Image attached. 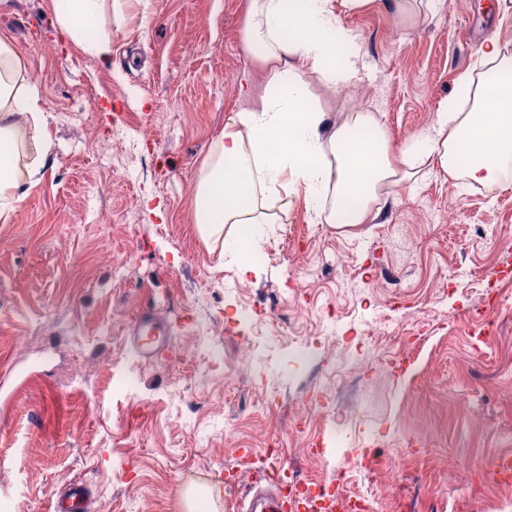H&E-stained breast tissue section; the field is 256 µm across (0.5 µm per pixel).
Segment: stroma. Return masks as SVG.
<instances>
[{"instance_id":"35a3bbf8","label":"stroma","mask_w":512,"mask_h":512,"mask_svg":"<svg viewBox=\"0 0 512 512\" xmlns=\"http://www.w3.org/2000/svg\"><path fill=\"white\" fill-rule=\"evenodd\" d=\"M392 0L339 13L356 37L348 98L369 108L392 148L427 135L441 101L491 38L512 49V9L493 0H431L398 17ZM247 0H128L106 22L111 53L85 54L58 32L53 0H0V36L27 66L48 114L41 180L0 218V512H51L77 479L89 512H239L256 490L229 493L225 473L284 469L307 437L323 438L333 483L342 458L372 460L345 497L383 484L369 512H512V482L476 466L512 453V176L493 186L432 172L392 189L371 224L310 219L304 196L281 224L258 225L253 270L194 221L204 161L251 78ZM108 194H99L101 185ZM127 254L114 270L106 251ZM308 256L309 294L293 291ZM490 303L492 330L470 315ZM241 303L312 313L294 331L241 327L253 384L228 379L230 356L211 320ZM151 307L171 345L144 361L129 328ZM412 320L416 344L355 346L366 321ZM324 324L335 337L302 340ZM345 362L354 418L314 416L289 429L282 406L315 381L320 359ZM278 452L267 457L268 444ZM251 456H241V449Z\"/></svg>"}]
</instances>
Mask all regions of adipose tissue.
<instances>
[{"mask_svg": "<svg viewBox=\"0 0 512 512\" xmlns=\"http://www.w3.org/2000/svg\"><path fill=\"white\" fill-rule=\"evenodd\" d=\"M368 0H249L242 41L256 51L267 82L258 101L230 117L203 165L195 221L202 233L221 236L228 224H273L270 205L304 193L326 223L366 224L381 193L437 170L467 184L490 186L512 164V53L497 41L481 47L458 81L468 98L441 102L431 134L391 150L386 130L356 105H337L336 121L315 101L307 81L317 76L338 94L357 69L342 48L353 36L337 8L357 10ZM122 24L120 0H56L61 36L101 56L110 41L99 28L104 8ZM27 68L0 38V215L11 210L23 184L37 183L52 143L47 116ZM36 158H28V145Z\"/></svg>", "mask_w": 512, "mask_h": 512, "instance_id": "adipose-tissue-1", "label": "adipose tissue"}]
</instances>
